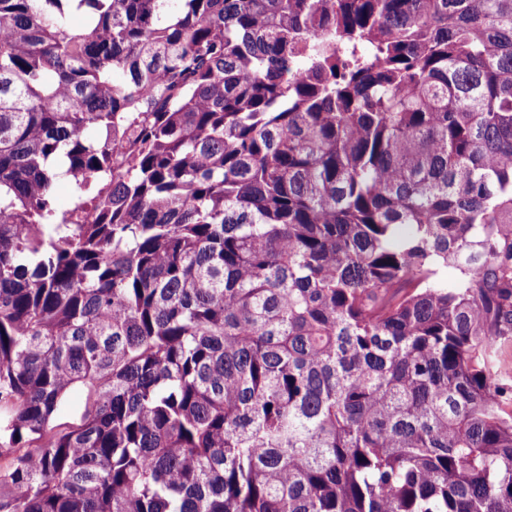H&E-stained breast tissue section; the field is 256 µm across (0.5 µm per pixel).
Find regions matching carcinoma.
I'll return each mask as SVG.
<instances>
[{"instance_id": "obj_1", "label": "carcinoma", "mask_w": 512, "mask_h": 512, "mask_svg": "<svg viewBox=\"0 0 512 512\" xmlns=\"http://www.w3.org/2000/svg\"><path fill=\"white\" fill-rule=\"evenodd\" d=\"M511 346L512 0H0V512H512Z\"/></svg>"}]
</instances>
